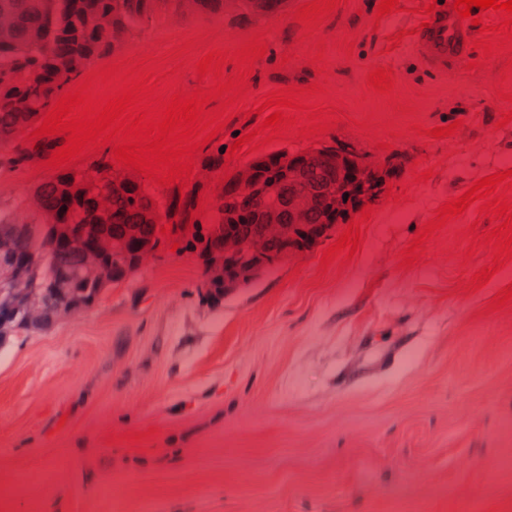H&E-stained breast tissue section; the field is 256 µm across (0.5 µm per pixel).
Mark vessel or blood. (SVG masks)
<instances>
[{"mask_svg": "<svg viewBox=\"0 0 512 512\" xmlns=\"http://www.w3.org/2000/svg\"><path fill=\"white\" fill-rule=\"evenodd\" d=\"M472 35V29L459 20L455 11L444 6L432 16L430 27L420 30L415 49L432 71L439 72L450 58L465 53L463 40Z\"/></svg>", "mask_w": 512, "mask_h": 512, "instance_id": "b4317fda", "label": "vessel or blood"}]
</instances>
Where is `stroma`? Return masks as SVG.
I'll return each instance as SVG.
<instances>
[{
	"label": "stroma",
	"mask_w": 512,
	"mask_h": 512,
	"mask_svg": "<svg viewBox=\"0 0 512 512\" xmlns=\"http://www.w3.org/2000/svg\"><path fill=\"white\" fill-rule=\"evenodd\" d=\"M287 0L282 16L227 6L215 17L161 14L128 35L108 63L167 54L192 40V56L236 48L266 32L269 52L247 78L243 104L214 142L257 129V101L283 85L315 82L338 101L335 129L284 137L300 151L343 142L398 166L405 200H380L362 224L353 259L320 268L322 247L250 287L206 301L201 266L184 249L160 250L90 310L0 346V512H512V300L487 305L512 284V261L478 292L463 291L490 249L466 256L462 230H492L467 208L427 240L412 267L399 254L472 182L512 169V101L498 99L505 55L483 68L449 61L434 72L412 37L417 6L373 26L379 0H347L309 38ZM325 37L327 71L306 56ZM395 73L403 123L464 124L434 139L389 137L393 119L365 78ZM374 117V134L359 123ZM60 135L23 133L0 144V202L26 197L55 173ZM432 170L416 181L412 166ZM150 432L142 445L127 432Z\"/></svg>",
	"instance_id": "1"
}]
</instances>
